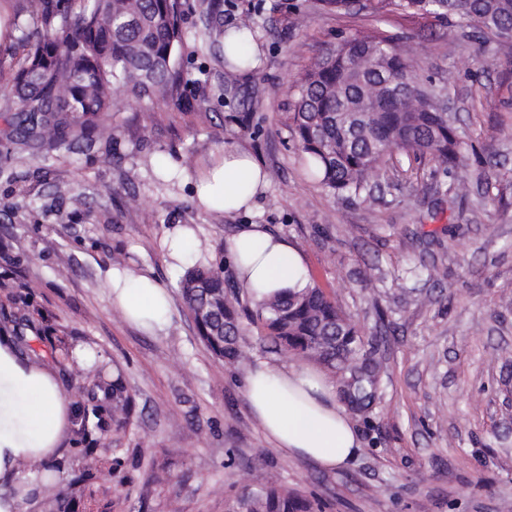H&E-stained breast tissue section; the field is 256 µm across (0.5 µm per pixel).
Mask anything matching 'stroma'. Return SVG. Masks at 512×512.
Instances as JSON below:
<instances>
[{"mask_svg":"<svg viewBox=\"0 0 512 512\" xmlns=\"http://www.w3.org/2000/svg\"><path fill=\"white\" fill-rule=\"evenodd\" d=\"M187 40L173 98L114 97L111 145L98 137L47 159L0 160V316L29 318L22 349L55 373L67 402L95 373L120 372L123 427L69 435L46 457L59 486L78 471L68 512H228L270 475L322 512H512V41L471 37L454 19L334 15L317 0H218L225 25L256 14L260 62L224 80L223 45L202 0H183ZM378 26L421 78L454 73L448 112L469 146L466 189L426 158L396 151L372 201L328 195L292 141L294 78L340 38ZM111 163H103V149ZM249 152L269 185L249 212L204 211L193 183L224 149ZM168 156L185 171L158 165ZM176 224L218 254L242 224L294 242L381 365L372 408L351 412L361 446L335 471L285 456L255 421L245 366L214 357L182 310L163 257ZM71 260L57 272L59 256ZM164 284L170 325L122 320L108 268Z\"/></svg>","mask_w":512,"mask_h":512,"instance_id":"obj_1","label":"stroma"}]
</instances>
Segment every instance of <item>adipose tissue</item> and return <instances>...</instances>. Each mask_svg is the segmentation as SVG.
I'll use <instances>...</instances> for the list:
<instances>
[{
	"mask_svg": "<svg viewBox=\"0 0 512 512\" xmlns=\"http://www.w3.org/2000/svg\"><path fill=\"white\" fill-rule=\"evenodd\" d=\"M266 186L265 173L248 152L228 149L198 177L195 194L203 207L232 214L252 210ZM162 247L174 269L193 258H209L196 230L185 224L169 229ZM226 249L253 303L312 285L298 247L265 225H241ZM106 280L112 306L124 320L149 334L167 326L170 294L157 279L112 267ZM245 387L254 418L285 455L334 470L356 454L358 433L326 372L259 361L247 370ZM67 425V403L54 373L24 359L9 340L0 341V484L20 466L53 454Z\"/></svg>",
	"mask_w": 512,
	"mask_h": 512,
	"instance_id": "1",
	"label": "adipose tissue"
}]
</instances>
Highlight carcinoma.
<instances>
[{"label":"carcinoma","instance_id":"1","mask_svg":"<svg viewBox=\"0 0 512 512\" xmlns=\"http://www.w3.org/2000/svg\"><path fill=\"white\" fill-rule=\"evenodd\" d=\"M320 2L336 14L356 10L354 0ZM0 15L10 40L0 48V97L15 109L7 156L12 144L48 154L70 150L71 140L87 131L102 137L101 120L112 112L116 91L140 102L168 96L176 86L187 38L182 0H0ZM370 15L448 17L473 30L507 31L512 0H374ZM248 64L242 41L224 53L229 81ZM390 78L402 87L400 95L387 93ZM452 80L424 82L396 39L375 28L357 30L293 82L295 145L334 196L370 199L395 149L431 159L454 179L467 149L441 100ZM356 101L361 112L344 111ZM180 291L185 312L215 357L234 365L251 361L238 342L244 330L239 292L226 282L224 260L185 267ZM249 321L275 351L325 368L350 403L367 406L374 399L380 370L357 326L319 286L262 303ZM131 402L121 376L94 380L88 399L72 406L74 433L87 438L108 414L122 425ZM232 512H313V504L272 478L238 496Z\"/></svg>","mask_w":512,"mask_h":512}]
</instances>
